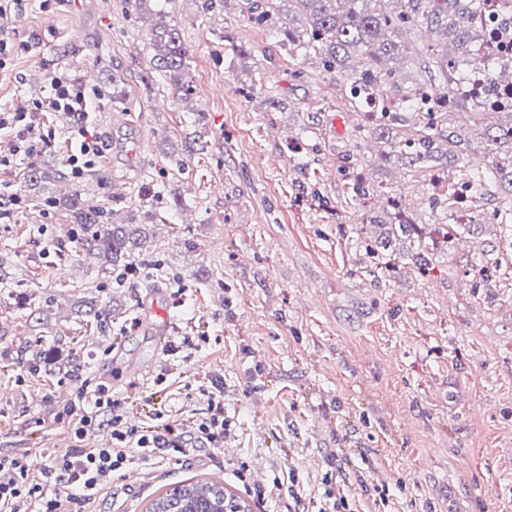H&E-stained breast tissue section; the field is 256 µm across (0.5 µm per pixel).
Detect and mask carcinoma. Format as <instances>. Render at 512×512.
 I'll list each match as a JSON object with an SVG mask.
<instances>
[{"mask_svg": "<svg viewBox=\"0 0 512 512\" xmlns=\"http://www.w3.org/2000/svg\"><path fill=\"white\" fill-rule=\"evenodd\" d=\"M489 0H288L286 14L298 18L300 26L273 21L279 13L274 0H241L248 18L269 24L279 42L293 56L314 54L327 70L345 74L350 94L362 124L357 138H373L386 144L383 163H397L413 178L431 181L437 173L444 183L463 181L474 188V219L481 223L485 187L494 178L500 188L512 193V108L496 111L468 96L465 85L468 69L488 73L489 84L512 86V66H501L494 58L477 52L478 20L487 11ZM150 65L167 75L184 97L193 86L188 79V48L166 8L154 12ZM417 30L436 37L435 42H407L405 30ZM231 59L244 58L250 51L236 42L234 35H219ZM427 73L429 79L402 85L406 65ZM492 147L489 170H471L464 164L474 143ZM99 173L92 171L72 187L68 202L74 233L57 241L59 254L69 252L68 243L79 238L88 255L100 256L121 273L132 267L136 257L147 250L146 236L139 229L109 224V212L87 199L85 191ZM67 181L61 168L40 169L27 175L19 193L27 195L48 180ZM352 199L364 210L367 224H394L406 230L415 226L404 207L403 195H386L356 175ZM433 210L442 214L445 234H457L452 219L451 194L431 196ZM70 315L93 318L99 327L107 324V314L90 301L76 299ZM195 499L198 512H249L237 495L218 483L177 484L152 504L150 512H184L185 497Z\"/></svg>", "mask_w": 512, "mask_h": 512, "instance_id": "cac0c4a2", "label": "carcinoma"}]
</instances>
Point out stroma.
<instances>
[{
    "label": "stroma",
    "mask_w": 512,
    "mask_h": 512,
    "mask_svg": "<svg viewBox=\"0 0 512 512\" xmlns=\"http://www.w3.org/2000/svg\"><path fill=\"white\" fill-rule=\"evenodd\" d=\"M88 4L82 14L74 0H26L0 19V33L27 45L0 73V108L46 97L58 70L82 81L94 101L89 123L104 143L106 176L90 196L126 224L144 188L159 190L145 259L161 276L97 287L102 260L77 247L60 259L56 238L67 217L44 204L24 201L0 222V256L24 279L20 289L0 283V455L40 467L68 448L56 414L62 395L84 383L109 385L148 418L166 408L180 425L203 415L218 384L234 437L140 466L138 481L118 479L99 512H148L170 484L196 481L221 482L263 512L235 476L239 460L257 458L267 479L299 472L305 508L341 456L353 461L346 485L367 487L359 512H512V277L483 273L512 266L502 225L461 224L451 243L436 244L427 184L405 182L402 169L378 161L377 143L356 141L360 117L344 77L315 57L289 56L235 0L213 14L199 0L167 6L190 51L194 89L218 90L203 101L178 98L168 78L151 73L150 25L125 0ZM225 29L250 48L248 57L228 62L217 41ZM105 67L125 79L122 103L99 81ZM255 79L263 91L252 96ZM268 94L279 108H267ZM198 111L211 140L202 159L185 148ZM66 119L43 113L55 135L50 148L0 168V185L19 186L34 167L64 166ZM341 151L350 155L342 167ZM358 172L403 186L433 272L419 273L409 240L364 223L347 185ZM216 238L223 249H210ZM370 247L390 260V271L375 269ZM28 291L51 309L26 340L19 330ZM80 296L110 304L108 334L70 317ZM147 297L176 328L173 353L145 379L134 368L155 354L140 321ZM26 343L72 351L79 371H32L21 356ZM421 458L427 470L417 468ZM381 484L390 496L376 506Z\"/></svg>",
    "instance_id": "1"
}]
</instances>
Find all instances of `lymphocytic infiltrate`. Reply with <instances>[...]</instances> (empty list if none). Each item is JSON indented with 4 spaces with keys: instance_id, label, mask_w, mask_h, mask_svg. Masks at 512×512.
<instances>
[{
    "instance_id": "f902f5d3",
    "label": "lymphocytic infiltrate",
    "mask_w": 512,
    "mask_h": 512,
    "mask_svg": "<svg viewBox=\"0 0 512 512\" xmlns=\"http://www.w3.org/2000/svg\"><path fill=\"white\" fill-rule=\"evenodd\" d=\"M89 108L83 84L65 71L55 72L48 95L32 104L13 110H0V130H8L13 139L12 157L0 158V165L22 164L45 152L51 138L43 134L37 121L44 112H84ZM76 148L66 159L73 179H82L92 171L103 153V143L87 124L74 127ZM108 414L111 443L103 448L82 445L88 426L100 414ZM59 422L70 430L73 443L55 455L45 466V483L28 480L30 463L24 457H0V470L10 471L9 481L0 483V512H95L94 506L108 494L112 484L132 462H149L168 457L170 452L220 448L236 428L224 409V393H208V407L191 430L182 432L166 420L153 425H127L120 400L114 399L108 386L94 390L79 386L57 413Z\"/></svg>"
}]
</instances>
